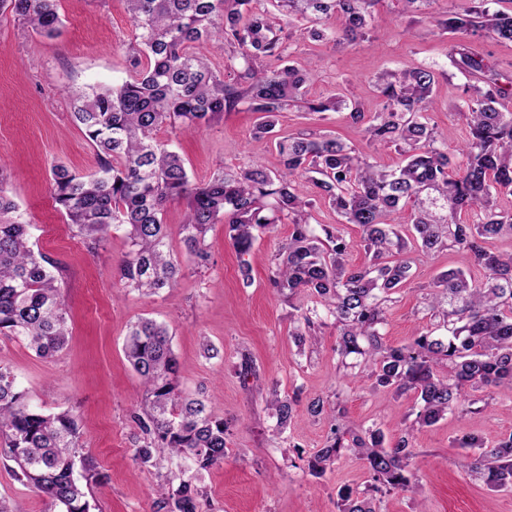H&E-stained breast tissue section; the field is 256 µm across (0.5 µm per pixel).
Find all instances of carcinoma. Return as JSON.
Listing matches in <instances>:
<instances>
[{
  "label": "carcinoma",
  "instance_id": "1",
  "mask_svg": "<svg viewBox=\"0 0 512 512\" xmlns=\"http://www.w3.org/2000/svg\"><path fill=\"white\" fill-rule=\"evenodd\" d=\"M133 34L126 54L133 74L110 87L86 85L71 91L73 117L96 148L97 170L82 175L63 164L52 168L55 207L76 229L86 247L98 249L113 230L122 229L128 251L118 268L123 287L144 295L174 287L187 263L207 266L203 247L211 225L224 223L250 279L244 256L257 237L278 224L291 225L271 281L293 297L307 292L316 306L300 312L291 333L306 344L324 325L322 315L340 329L342 357L363 358L373 387L412 391L415 418L393 444L379 429L340 427L336 409L321 398L307 405L313 417L333 421L325 445L307 458L310 472L321 475L342 452L359 455L376 493L412 491L408 470L414 456L411 433L430 426L465 404L472 393L512 387V253H496L487 239L512 236V74L495 69L465 42L485 36L512 43V13L490 11L491 0H458L439 18L422 8L432 0H402L403 11L431 21L455 39L451 65L467 79V99L455 112L469 128L468 141L456 148L458 169H450L448 145L429 113L437 73L417 66L381 75L376 83L382 110L366 115L350 91L323 100L306 97L315 69L290 64L289 45L260 0H125ZM375 0H276L290 19L306 22L313 41L327 39L322 23L336 17L334 37L355 41L371 32ZM11 15L39 36L52 37L62 19L58 0H0V17ZM228 48L224 71L212 67L209 48ZM244 107L259 114L256 136L273 133L277 113L289 106L310 114L345 108L353 123L375 146L390 147L404 165L389 170L360 156L331 135L302 131L276 142L281 165L259 162L240 171L222 170L207 183L191 182L179 153L157 139L166 127L193 132ZM317 189L342 224L362 229L370 262H346L347 243L336 224L310 223L315 199L302 182ZM184 200L182 224L186 261L171 252L165 208ZM409 207L406 228L392 215ZM466 212L472 222H459ZM429 256L454 250L468 265L450 268L434 283L427 303L443 319L446 334L430 329L400 346H388L382 329L393 294L408 277V247ZM482 277L474 279L469 270ZM61 268L35 252L30 224L19 212L7 179L0 174V335L25 342L41 358H50L69 334L61 293ZM124 352L144 386L141 411L131 421L143 434L136 458L155 465L167 456L187 463L177 485L160 488L166 512H200L198 474L224 462L228 428L214 418L206 400L182 389L178 362L167 328L149 318L134 323ZM448 375L439 378L436 367ZM297 399L272 393L276 429L284 431ZM460 448H478L465 466L493 489L512 487V435L491 448L464 435ZM81 432L68 410L47 413L30 406L10 370L0 366V457L15 464L17 480L43 493L51 512H91V485L104 478L92 457L82 453ZM339 512H374L371 502L350 490L339 493Z\"/></svg>",
  "mask_w": 512,
  "mask_h": 512
}]
</instances>
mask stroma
<instances>
[{
  "label": "stroma",
  "instance_id": "1",
  "mask_svg": "<svg viewBox=\"0 0 512 512\" xmlns=\"http://www.w3.org/2000/svg\"><path fill=\"white\" fill-rule=\"evenodd\" d=\"M58 8L63 25L51 38L12 17L0 19V173L8 178L37 249L62 268L71 335L49 359L0 336V365L17 377L32 404L76 415L83 451L104 475L91 489L96 512H162L157 488L177 480L181 461L150 467L136 460L142 435L130 415L141 405L142 385L124 355L130 325L142 317L155 319L169 329L181 389L204 392L213 415L228 427L223 464L202 472L197 481L204 493L202 512H338L339 490L365 492L370 475L365 462L350 452L322 476L309 473L305 460L324 446L330 423L311 417L308 402L320 398L339 404L344 424L382 429L391 443L415 405L414 393L396 397L373 388L361 367L343 363L334 324L323 326L315 343L295 345L292 308L310 306L312 298L301 293L286 300L270 282L289 225H276L257 238L248 257L250 281H243L236 252L217 223L205 235L210 260L202 273H186L177 286L150 296L123 288L117 267L127 250L124 232L113 231L104 247L88 250L54 206L50 169L56 163L83 173L95 169L96 152L73 122L70 92L127 78L124 46L132 23L124 0H59ZM280 26L293 65L320 61L310 96L328 98L354 83L369 114L381 108L375 88L381 73L418 65L446 68L433 89L431 122L449 147L467 140L454 111L465 80L449 68L450 42L436 29L411 23L398 0H376L368 41L315 42L298 22L284 20ZM256 124V113L236 110L199 131L164 129L158 138L178 149L194 182L204 183L220 168L239 170L256 160L279 168L272 140L256 139ZM303 130L342 137L390 168L401 162L394 149H372L345 109L322 120L293 110L278 113L277 136ZM458 265V256L445 250L414 261L388 311L386 344L407 343L436 326L425 296L439 273ZM245 359L255 370L246 379L238 374ZM274 392L299 399L281 434L266 406ZM490 396L488 410L474 404L415 431L410 471L416 489L375 495L376 512H512V489L490 490L463 466L465 451L456 444L465 434L488 446L512 435V390L495 388Z\"/></svg>",
  "mask_w": 512,
  "mask_h": 512
}]
</instances>
